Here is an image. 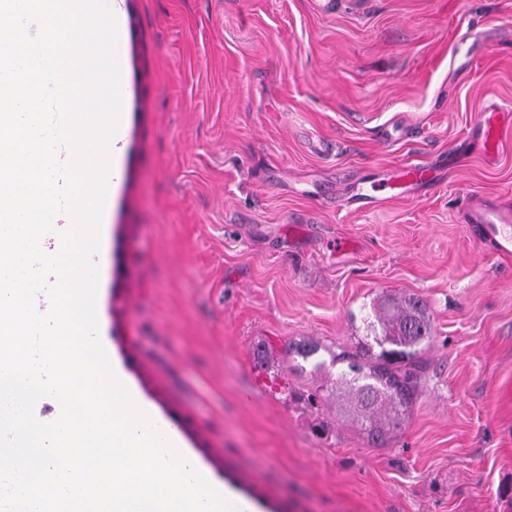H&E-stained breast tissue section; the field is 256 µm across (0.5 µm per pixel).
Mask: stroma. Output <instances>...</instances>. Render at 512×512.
Wrapping results in <instances>:
<instances>
[{"mask_svg":"<svg viewBox=\"0 0 512 512\" xmlns=\"http://www.w3.org/2000/svg\"><path fill=\"white\" fill-rule=\"evenodd\" d=\"M123 6L126 131L94 261L130 383L256 512H512V256L462 222L475 197L512 202V146L490 163L468 136L512 104V0ZM421 162L433 188L367 198ZM409 295L432 335L378 448L328 360ZM303 340L325 370L286 358Z\"/></svg>","mask_w":512,"mask_h":512,"instance_id":"35a3bbf8","label":"stroma"}]
</instances>
